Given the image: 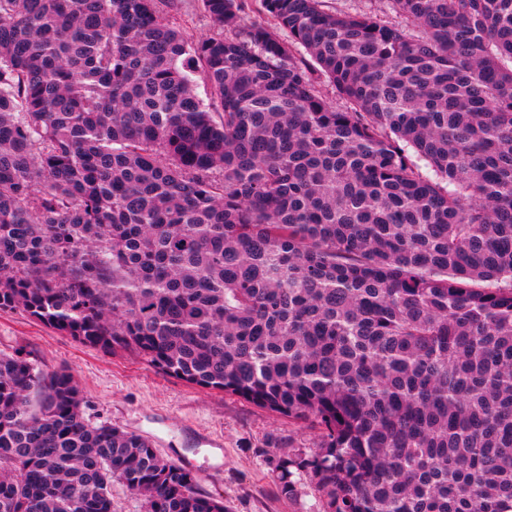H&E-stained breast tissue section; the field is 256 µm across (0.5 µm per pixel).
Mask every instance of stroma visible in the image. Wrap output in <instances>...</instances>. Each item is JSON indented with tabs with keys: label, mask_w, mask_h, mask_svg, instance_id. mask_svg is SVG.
<instances>
[{
	"label": "stroma",
	"mask_w": 512,
	"mask_h": 512,
	"mask_svg": "<svg viewBox=\"0 0 512 512\" xmlns=\"http://www.w3.org/2000/svg\"><path fill=\"white\" fill-rule=\"evenodd\" d=\"M0 355L71 373L89 423L149 440L162 458L195 474L198 493L223 499L225 512H321L314 480L299 476L287 496L275 469L281 455L316 450L318 428L187 384L136 354L77 342L19 308L0 310Z\"/></svg>",
	"instance_id": "obj_1"
}]
</instances>
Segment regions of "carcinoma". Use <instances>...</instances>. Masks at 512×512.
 <instances>
[{"label": "carcinoma", "instance_id": "1", "mask_svg": "<svg viewBox=\"0 0 512 512\" xmlns=\"http://www.w3.org/2000/svg\"><path fill=\"white\" fill-rule=\"evenodd\" d=\"M380 2L0 0V309L317 427L322 512H512V0ZM82 404L0 356V512H224ZM170 15L175 25L193 40H200L217 32V28L203 12L200 0H178V10ZM112 511L145 512V506L143 500L129 491L122 481L114 479L112 480Z\"/></svg>", "mask_w": 512, "mask_h": 512}]
</instances>
